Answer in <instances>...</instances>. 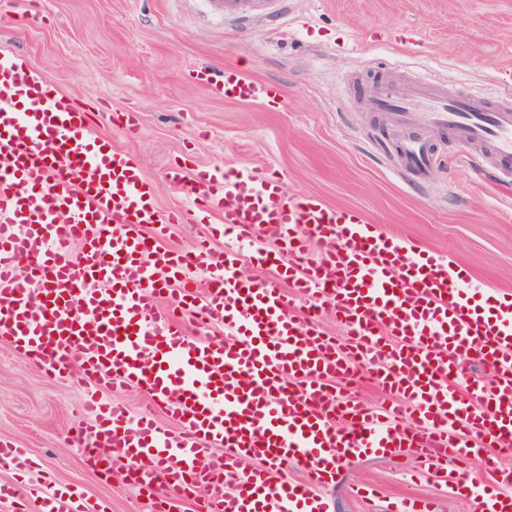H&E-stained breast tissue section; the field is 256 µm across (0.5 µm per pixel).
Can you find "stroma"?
<instances>
[{
  "mask_svg": "<svg viewBox=\"0 0 512 512\" xmlns=\"http://www.w3.org/2000/svg\"><path fill=\"white\" fill-rule=\"evenodd\" d=\"M49 76L87 106L98 131L131 154L153 182L160 207L183 211L168 241L210 231L186 190L166 173L185 160L254 166L287 194L316 193L357 207L379 230L409 235L467 266L476 281L512 291V182L485 148L449 140L427 181L395 170L404 127L366 112L353 76L395 93L413 74L448 88L467 83L512 99V0H267L262 12L218 14L212 0H0V50ZM227 65L277 87L273 106L235 104L189 83L195 66ZM137 112L135 134L118 121ZM82 379L54 375L0 342V438L50 478L104 512H151L126 478L84 462L76 439ZM410 451L340 467L331 512H393L408 497L435 498L438 512H470L436 478L416 475Z\"/></svg>",
  "mask_w": 512,
  "mask_h": 512,
  "instance_id": "1",
  "label": "stroma"
}]
</instances>
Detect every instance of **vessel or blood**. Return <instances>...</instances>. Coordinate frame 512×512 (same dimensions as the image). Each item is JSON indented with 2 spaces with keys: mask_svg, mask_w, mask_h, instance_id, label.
Returning a JSON list of instances; mask_svg holds the SVG:
<instances>
[{
  "mask_svg": "<svg viewBox=\"0 0 512 512\" xmlns=\"http://www.w3.org/2000/svg\"><path fill=\"white\" fill-rule=\"evenodd\" d=\"M189 76L227 101L267 105L278 95L231 66ZM365 108L407 127L398 164L410 175L426 178L433 138L447 133L487 148L512 177L510 104L415 77L391 97L372 88ZM168 179L219 217L211 233L225 238L223 256L209 238L158 250L181 213L156 204L142 166L92 132L76 100L0 55V338L54 373H80L89 422L77 439L89 467L106 473L125 458L163 512L179 501L193 512H328L321 490L339 463L407 449L421 472L451 478L474 512H512V470L499 465L512 451L511 292L479 284L419 239L377 231L359 209L285 195L255 167L176 164ZM247 265L276 266L279 279L247 276ZM198 271L211 280L202 297ZM324 310L347 341L317 323ZM185 315L223 337H190ZM468 359L490 378H462ZM355 363L390 400L372 405L341 387ZM115 384L145 390L152 411L134 420L103 400ZM159 412L175 430L157 425ZM473 460L487 479L470 473ZM0 464L22 472L29 459L0 438ZM291 467L306 481L289 480ZM42 512L98 509L50 487Z\"/></svg>",
  "mask_w": 512,
  "mask_h": 512,
  "instance_id": "vessel-or-blood-1",
  "label": "vessel or blood"
}]
</instances>
